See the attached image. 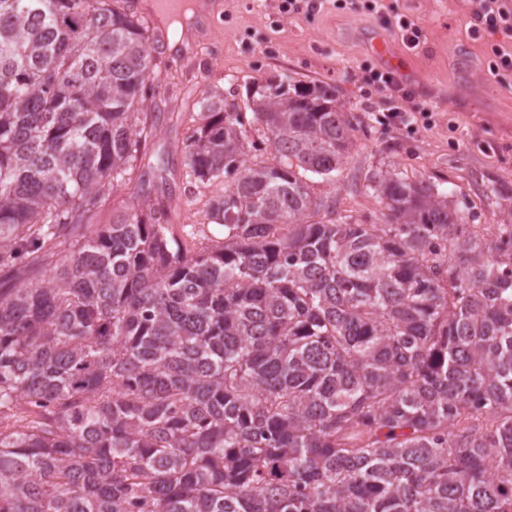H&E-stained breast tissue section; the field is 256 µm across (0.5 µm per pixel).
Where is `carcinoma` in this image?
Listing matches in <instances>:
<instances>
[{
	"label": "carcinoma",
	"mask_w": 512,
	"mask_h": 512,
	"mask_svg": "<svg viewBox=\"0 0 512 512\" xmlns=\"http://www.w3.org/2000/svg\"><path fill=\"white\" fill-rule=\"evenodd\" d=\"M131 0H0V512H512V210L492 243L377 171L395 223L318 220L334 91L201 102L232 183L189 255L164 201L88 230L138 161L158 64Z\"/></svg>",
	"instance_id": "1"
}]
</instances>
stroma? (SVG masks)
<instances>
[{
    "mask_svg": "<svg viewBox=\"0 0 512 512\" xmlns=\"http://www.w3.org/2000/svg\"><path fill=\"white\" fill-rule=\"evenodd\" d=\"M219 2L216 15L196 24L186 54L166 45L156 49L158 75L148 102L160 119L142 159L91 212L90 224L111 223L143 196H164L174 236L189 253L222 240L224 228L208 210L224 186L196 182L182 158L201 122L199 103L218 91L242 112L252 85L287 75L333 88L351 122L353 146L340 176L312 182L315 196L334 200L336 215L386 223L387 211L367 190L366 178L393 169L446 193L469 230L496 238L503 212L512 208V71L491 67L494 49L512 52V39L474 31L470 0H380L373 14L326 0L310 15L282 14L280 0ZM402 17L420 25L418 46L403 39L396 26ZM372 30L384 33L398 60L393 73L413 92L398 105L429 108L430 124L387 122L397 104L362 83L365 66L382 65L361 41Z\"/></svg>",
    "mask_w": 512,
    "mask_h": 512,
    "instance_id": "stroma-1",
    "label": "stroma"
}]
</instances>
